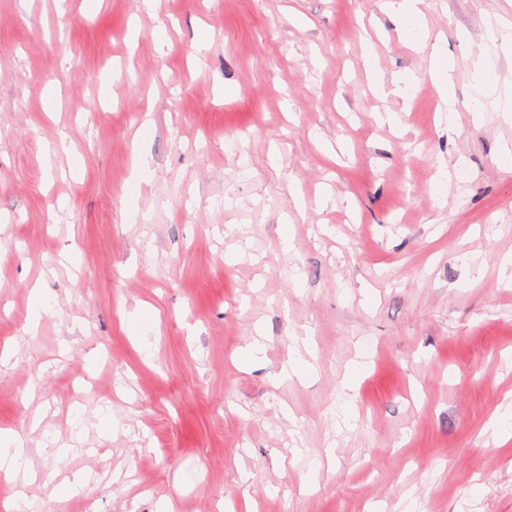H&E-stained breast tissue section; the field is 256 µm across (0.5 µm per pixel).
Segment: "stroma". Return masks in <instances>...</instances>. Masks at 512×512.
I'll use <instances>...</instances> for the list:
<instances>
[{
    "instance_id": "1",
    "label": "stroma",
    "mask_w": 512,
    "mask_h": 512,
    "mask_svg": "<svg viewBox=\"0 0 512 512\" xmlns=\"http://www.w3.org/2000/svg\"><path fill=\"white\" fill-rule=\"evenodd\" d=\"M420 9L451 108L384 0H0V503L512 512V0ZM505 44V38L499 37L497 30L490 28L487 31L483 46V55L486 60L485 66L479 72V85L481 95L489 100V104L495 112H500L504 119L512 116V94L508 89L500 90L495 84L490 61L493 56ZM433 64L431 69L432 78L436 82V86L440 94L448 100V107L453 105V82L451 78V71L453 67L448 63V60L439 56L438 52L433 55ZM146 171L147 163L145 159L141 155H137L134 159L132 175L127 188L128 207L126 210L130 216L136 217L138 215L139 210L136 206V199ZM23 443L18 438L0 431V471L9 478L25 475L27 463Z\"/></svg>"
}]
</instances>
